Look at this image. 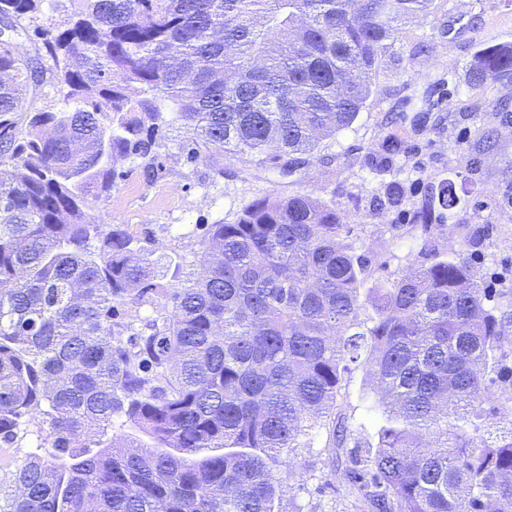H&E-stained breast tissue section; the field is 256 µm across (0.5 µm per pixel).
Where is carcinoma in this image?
<instances>
[{
    "instance_id": "cac0c4a2",
    "label": "carcinoma",
    "mask_w": 512,
    "mask_h": 512,
    "mask_svg": "<svg viewBox=\"0 0 512 512\" xmlns=\"http://www.w3.org/2000/svg\"><path fill=\"white\" fill-rule=\"evenodd\" d=\"M43 2L0 0V443L32 448L0 479V512H274L281 452L316 427L346 444L325 418L353 363L383 420L346 470L355 501L512 512V428L482 426L492 385L512 402V315L464 259L431 245L370 285L335 208L268 196L210 225L199 270L168 288L134 229L88 213L115 162L162 147L160 101L193 156L293 173L353 123L379 57L432 0H76L65 29H42L67 108L32 112L19 87L43 70L17 43ZM470 79L512 82V45L481 50ZM458 202L448 182L418 218ZM155 296L153 316L118 319ZM117 424L147 440L116 445Z\"/></svg>"
}]
</instances>
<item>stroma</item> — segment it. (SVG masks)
<instances>
[{"instance_id": "1", "label": "stroma", "mask_w": 512, "mask_h": 512, "mask_svg": "<svg viewBox=\"0 0 512 512\" xmlns=\"http://www.w3.org/2000/svg\"><path fill=\"white\" fill-rule=\"evenodd\" d=\"M512 44V0H434L406 26L371 75V93L351 126L323 140L287 176L274 164L214 152L190 159L178 122L160 125L164 144L145 173L142 159L115 166L112 189L90 203L110 224H129L147 248L159 283L187 279L210 225L232 222L265 196L308 194L332 205L367 253L373 279L387 282L425 262L431 244L463 258L494 303L512 310V83L472 85L469 69L484 47ZM453 182V210L417 214L433 188ZM406 204L385 199L392 185ZM369 378L352 365L336 411L350 431L346 447L312 429L272 464L275 512H355L343 469L363 454L378 423L368 411ZM340 457L341 469L331 460Z\"/></svg>"}]
</instances>
